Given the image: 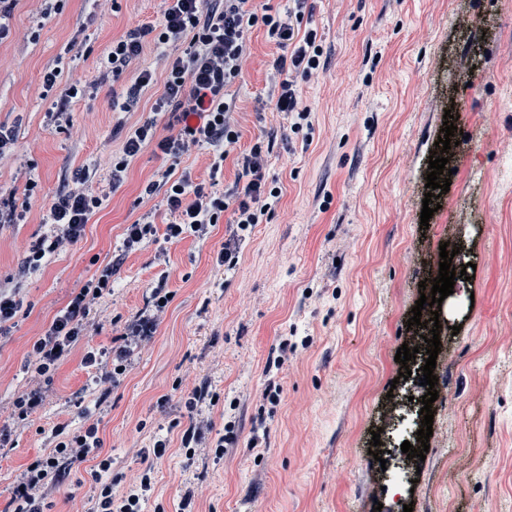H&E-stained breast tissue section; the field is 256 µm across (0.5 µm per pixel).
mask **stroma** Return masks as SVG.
<instances>
[{
  "mask_svg": "<svg viewBox=\"0 0 512 512\" xmlns=\"http://www.w3.org/2000/svg\"><path fill=\"white\" fill-rule=\"evenodd\" d=\"M38 0H19L0 42V125L15 143L0 154V197L32 189L31 207L0 225V286L21 308L0 332V512L27 467L54 448L55 429L77 431L92 410L112 493L127 495L150 477L141 512H512V0H314L307 18L324 47L325 68L302 83L313 130L292 129L270 103L268 74L279 50L263 28L226 89L240 139L270 141L266 176L282 193L262 223L241 231L235 266L216 257L231 240L232 212L210 234L171 243L156 235L124 252L128 224L169 215L161 195L142 190L161 168L208 181L212 155L195 146L178 164L154 147L113 187L112 158L128 132L154 115L168 58L185 44L147 47L120 78L103 60L113 40L157 24L165 0H61L49 17ZM60 75L52 91L46 69ZM156 83L134 110H113L136 75ZM70 120L56 110L69 88ZM467 138L453 149L450 189L428 226L420 215L429 152L444 113ZM87 172L86 191L102 197L80 240L39 270L24 261L50 233L44 218ZM457 253L454 289L441 304L434 373L433 435L425 459H407L386 426L389 389L425 395L401 380L395 355L412 343L406 322L420 281L439 274V246ZM112 289L98 300L95 327L53 373L41 405L19 419L15 399L32 386L29 352L55 314L108 263ZM475 271L462 275L467 264ZM165 281L172 300L153 335L133 346L125 373L103 379L87 352L111 361L126 326L152 313ZM207 393L195 408L194 390ZM218 403H210V396ZM207 426L194 456L181 436ZM380 438L388 455L368 448ZM164 440V456L153 454ZM412 489L392 494L399 462ZM89 463L53 484L44 512H93L99 487Z\"/></svg>",
  "mask_w": 512,
  "mask_h": 512,
  "instance_id": "1",
  "label": "stroma"
}]
</instances>
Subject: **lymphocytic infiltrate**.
<instances>
[{"label":"lymphocytic infiltrate","mask_w":512,"mask_h":512,"mask_svg":"<svg viewBox=\"0 0 512 512\" xmlns=\"http://www.w3.org/2000/svg\"><path fill=\"white\" fill-rule=\"evenodd\" d=\"M167 7L158 31L138 27L113 41L104 65L113 76H121L144 51L145 38L156 34L157 45L188 41L184 54L172 58L165 71L161 104L169 110V121L179 124L177 134L156 138L155 124L148 121L137 127L126 139L120 156L112 163V183L120 185L130 158L149 141L176 161L197 144L209 145L213 151L212 173L223 168L229 146L236 144L240 132L233 118L234 107L226 99L225 90L241 73L249 53L248 34L253 27L263 26L268 38L280 50L273 62L277 97L276 111L291 115L293 129L307 124L311 111L303 106L300 80L310 79L321 68L323 46L315 29L304 27L303 19L311 12L309 0H288L285 13H270L258 8L255 0H166ZM246 183L222 193L206 183L193 181L190 173L174 176L172 169L158 170L148 181L145 192L163 193L170 221L157 230L150 215H142L126 228V251L137 250L144 240L156 233L177 242L186 236L206 237L214 219L224 211H233L239 229L259 223L278 200V187L265 177L266 152L263 142H256L236 158ZM102 205L100 197L83 190H73L58 197L50 209V236L35 243L25 260L27 268H38L49 255L67 250L81 237L85 225ZM113 266L88 282L53 319L50 326L34 342L31 365L38 385L23 393L16 402L20 416H27L39 406L44 387L52 373L86 334L90 315L103 291L111 289ZM60 440L52 455L38 459L26 470L14 491L15 512H43L38 495L48 481L58 480L60 460L70 463L92 461L88 474L100 487L99 512H138L141 499L151 490L149 478L127 496L115 498L108 478L112 460L101 455V440L96 424L89 423L73 435L57 426Z\"/></svg>","instance_id":"f902f5d3"}]
</instances>
